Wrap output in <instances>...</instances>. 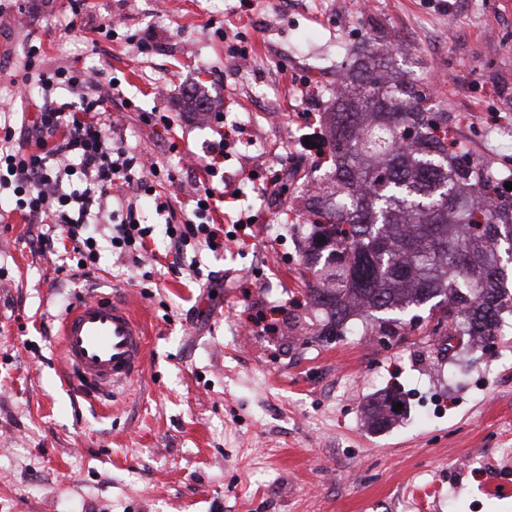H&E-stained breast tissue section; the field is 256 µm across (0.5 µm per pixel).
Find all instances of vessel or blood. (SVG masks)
Instances as JSON below:
<instances>
[{
    "label": "vessel or blood",
    "instance_id": "1",
    "mask_svg": "<svg viewBox=\"0 0 512 512\" xmlns=\"http://www.w3.org/2000/svg\"><path fill=\"white\" fill-rule=\"evenodd\" d=\"M61 355L81 385L115 393L144 367L145 330L129 306L110 297L81 300L62 320Z\"/></svg>",
    "mask_w": 512,
    "mask_h": 512
}]
</instances>
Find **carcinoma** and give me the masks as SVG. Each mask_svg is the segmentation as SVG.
<instances>
[{"mask_svg":"<svg viewBox=\"0 0 512 512\" xmlns=\"http://www.w3.org/2000/svg\"><path fill=\"white\" fill-rule=\"evenodd\" d=\"M378 45L345 69L329 112L333 169L306 198L302 254L310 302L327 335L400 336L418 320L488 341L512 314V196L504 174L448 141L445 112L398 73ZM386 392L374 426L397 415Z\"/></svg>","mask_w":512,"mask_h":512,"instance_id":"carcinoma-1","label":"carcinoma"}]
</instances>
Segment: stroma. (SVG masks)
<instances>
[{
    "mask_svg": "<svg viewBox=\"0 0 512 512\" xmlns=\"http://www.w3.org/2000/svg\"><path fill=\"white\" fill-rule=\"evenodd\" d=\"M18 4L0 17V100L15 125L43 94L25 76L28 45L43 68H84L96 93L118 78L134 106L112 102L114 135L175 173L174 209H190L220 147L214 219L251 218L252 232L218 253L188 248L199 276L173 272L144 194L142 266L103 235L94 277H73L33 249L36 225L0 189V512H512V316L490 347L456 357L427 316L389 348L321 336L298 235V188L330 161L324 148L303 156L300 130L324 132L342 62L379 40L401 47L396 67L424 77L474 157L512 171V141L497 135L512 127V0H375L369 14L359 0ZM197 87L223 122L192 109ZM143 111L169 114L171 130ZM271 179L292 191L261 194ZM96 293L146 331L142 374L102 405L68 390L58 336ZM387 390L406 410L377 428L367 405Z\"/></svg>",
    "mask_w": 512,
    "mask_h": 512,
    "instance_id": "35a3bbf8",
    "label": "stroma"
}]
</instances>
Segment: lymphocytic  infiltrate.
Instances as JSON below:
<instances>
[{"label":"lymphocytic infiltrate","mask_w":512,"mask_h":512,"mask_svg":"<svg viewBox=\"0 0 512 512\" xmlns=\"http://www.w3.org/2000/svg\"><path fill=\"white\" fill-rule=\"evenodd\" d=\"M43 102L23 142H16L12 111L0 114V189L11 190L25 221L41 225L34 238L41 253L51 252L54 233L73 244L82 277H91L99 260L97 226L103 205L115 201L126 216L109 228L113 249L139 262L152 225L141 223L134 203L113 195V188L138 183L153 194L154 208L165 218V233L175 260L187 246L215 252L224 241L211 222V214L224 194L206 186L193 200L195 207L176 220L172 197L155 193V185H175L176 176L157 162L138 157L125 144H113L108 97L90 95L91 76L79 68L60 67L39 72ZM70 98L55 101L56 90Z\"/></svg>","instance_id":"obj_1"}]
</instances>
